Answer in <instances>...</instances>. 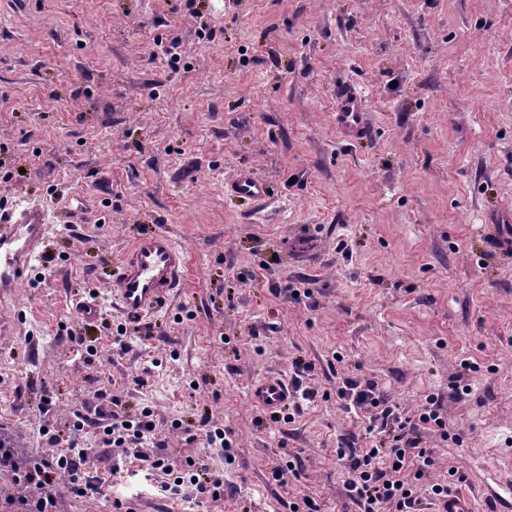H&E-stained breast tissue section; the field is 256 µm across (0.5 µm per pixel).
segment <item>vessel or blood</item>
I'll list each match as a JSON object with an SVG mask.
<instances>
[{"label": "vessel or blood", "mask_w": 512, "mask_h": 512, "mask_svg": "<svg viewBox=\"0 0 512 512\" xmlns=\"http://www.w3.org/2000/svg\"><path fill=\"white\" fill-rule=\"evenodd\" d=\"M365 115V95L352 84L342 85L332 114L337 131L350 141L367 139L369 126ZM224 192L257 206L266 204L271 196L269 185L247 168L225 182ZM481 221L500 225L497 249H512V233L504 229L505 224L512 222L511 213L486 214ZM47 228V213L40 206L0 211V299L11 295L28 278ZM185 267L186 252L182 246L163 232H144L113 267L109 281L111 294L126 314L140 316L154 312L180 287ZM291 396L288 384L277 378L262 380L252 390L254 402L270 413L284 408Z\"/></svg>", "instance_id": "vessel-or-blood-1"}]
</instances>
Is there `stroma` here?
Returning <instances> with one entry per match:
<instances>
[{
    "mask_svg": "<svg viewBox=\"0 0 512 512\" xmlns=\"http://www.w3.org/2000/svg\"><path fill=\"white\" fill-rule=\"evenodd\" d=\"M340 80L366 96L368 141L331 122ZM242 167L271 186L265 206L225 196ZM1 196L45 206L49 229L0 306V427L36 457L41 426L65 439L74 412L148 409L155 451L224 479L221 501L173 502L147 473L110 477L83 435L101 494H62L59 512H293L306 496L361 512L334 453L366 442L347 378L406 409L442 399L458 439L436 451L460 493L512 512V252L480 226L512 210V0H0ZM146 227L187 265L135 333L105 279ZM299 359L315 397L272 422L251 388ZM289 455L304 472L283 488L271 469Z\"/></svg>",
    "mask_w": 512,
    "mask_h": 512,
    "instance_id": "35a3bbf8",
    "label": "stroma"
}]
</instances>
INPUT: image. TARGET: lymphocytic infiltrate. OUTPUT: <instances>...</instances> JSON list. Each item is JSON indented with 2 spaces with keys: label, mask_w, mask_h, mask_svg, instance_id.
Returning <instances> with one entry per match:
<instances>
[{
  "label": "lymphocytic infiltrate",
  "mask_w": 512,
  "mask_h": 512,
  "mask_svg": "<svg viewBox=\"0 0 512 512\" xmlns=\"http://www.w3.org/2000/svg\"><path fill=\"white\" fill-rule=\"evenodd\" d=\"M345 411L365 413L368 432L388 434L386 447L357 448L339 444L338 459L347 461L348 472L343 487L346 495L359 505L361 512H417L423 498H445L464 483L465 477L456 467H449L447 477H438L439 459L430 444L434 439L448 440V416L441 399L425 396L414 414H406L392 403L373 380L345 379L338 389ZM93 428L103 446L120 449L122 456L134 458L140 469L165 471L168 461L145 452L154 424L149 411L138 417L123 418L118 414L97 420L77 415L74 431ZM47 447L43 454L25 461L18 460L13 449L0 442V469L10 472L14 490L0 499V507L10 512H58L60 489L76 498H95L98 484L85 475L87 456L77 442L62 444L59 435L41 427ZM170 499L187 503L200 498L220 499L224 481L209 474L205 465L188 462L187 470L164 485Z\"/></svg>",
  "instance_id": "lymphocytic-infiltrate-1"
}]
</instances>
